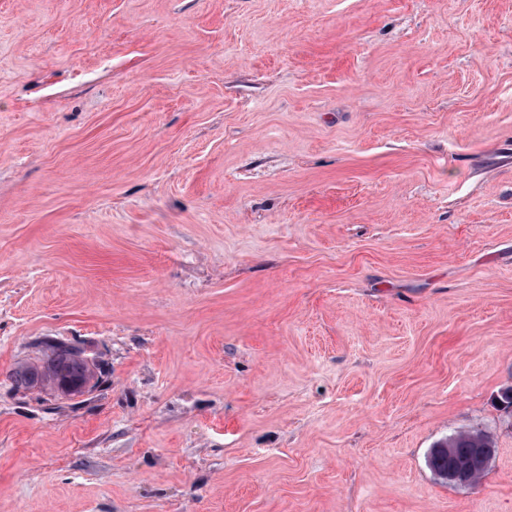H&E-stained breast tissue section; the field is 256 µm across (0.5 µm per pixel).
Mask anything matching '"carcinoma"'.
I'll use <instances>...</instances> for the list:
<instances>
[{
    "mask_svg": "<svg viewBox=\"0 0 512 512\" xmlns=\"http://www.w3.org/2000/svg\"><path fill=\"white\" fill-rule=\"evenodd\" d=\"M18 381L34 385L46 380L56 389L69 395L83 392L90 379L89 366L78 349L57 344L50 347V356L40 367H30L16 373ZM495 453V444L480 431L452 434L436 443L428 456L429 468L441 479L448 480V472L464 470L470 484H476L484 475Z\"/></svg>",
    "mask_w": 512,
    "mask_h": 512,
    "instance_id": "obj_1",
    "label": "carcinoma"
}]
</instances>
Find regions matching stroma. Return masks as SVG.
Returning a JSON list of instances; mask_svg holds the SVG:
<instances>
[{
    "instance_id": "1",
    "label": "stroma",
    "mask_w": 512,
    "mask_h": 512,
    "mask_svg": "<svg viewBox=\"0 0 512 512\" xmlns=\"http://www.w3.org/2000/svg\"><path fill=\"white\" fill-rule=\"evenodd\" d=\"M509 386L512 0H0V512H512ZM18 381L34 385L52 380L57 390L69 395L83 392L90 379L89 366L78 349L57 344L50 347V356L40 367L16 372ZM494 453L495 444L486 434L480 431H463L436 443L429 453L428 466L442 480L448 483L452 481L457 486H467L463 473L454 475L450 478L451 481L448 480V472L461 468L470 485H474L484 475Z\"/></svg>"
}]
</instances>
